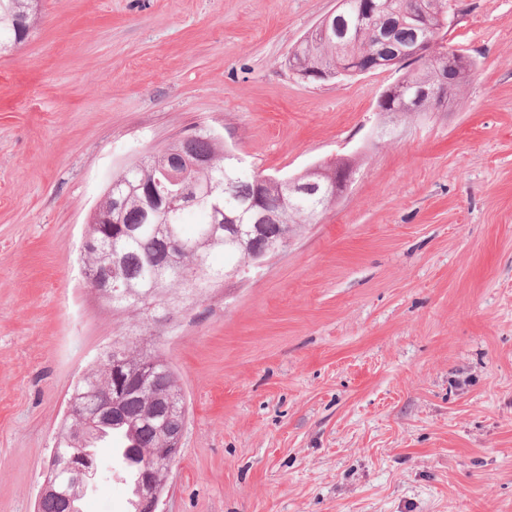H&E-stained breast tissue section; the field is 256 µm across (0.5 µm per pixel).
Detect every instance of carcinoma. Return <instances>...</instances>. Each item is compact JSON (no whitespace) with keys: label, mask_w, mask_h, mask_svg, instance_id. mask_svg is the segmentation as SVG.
Masks as SVG:
<instances>
[{"label":"carcinoma","mask_w":512,"mask_h":512,"mask_svg":"<svg viewBox=\"0 0 512 512\" xmlns=\"http://www.w3.org/2000/svg\"><path fill=\"white\" fill-rule=\"evenodd\" d=\"M41 0H0V53L24 42L38 15ZM376 7L368 10L364 0H347L346 5L333 13L328 24V36L320 27L302 41V67L306 71L321 69L336 75L343 74L355 65H373L394 57L417 40L429 38L444 41L446 30L439 22V12L448 6V0H375ZM386 30L380 41H372L369 31ZM448 68L444 57L419 69H407L401 80L413 91L432 83L437 71ZM475 63L459 65L452 73L448 93L436 103L426 101L422 111L439 110L453 101L470 79ZM179 165L187 170L181 184L169 182L163 169ZM216 187L214 198L223 204V211L230 215L245 214L242 224H227L224 216L213 209V198L186 203L174 210L165 211L149 206L142 187L152 185L162 196L175 194L188 186L197 191L207 185ZM266 201L265 216L256 222L251 219L256 198ZM333 202H320L315 196L299 195L289 201L287 188L265 179L262 173L247 171L241 162L228 156L219 137L205 130H198L170 144L165 149L148 154L112 176V190L101 200V210L121 219L112 225V240L99 244L98 251L82 256L86 269L112 268V289L109 306L119 314L152 319L176 309L179 304L203 301L210 293L224 284V273L246 263L245 256L227 239L239 233L250 241L251 259L265 260L273 251L271 242L288 238V225L298 222L309 224L318 213ZM194 212L200 223L191 233L185 231L184 217ZM176 226L181 238L201 244L191 253L173 252L167 225ZM220 254L221 265L211 262ZM126 361L128 375L125 391L116 409L112 410V423L90 425L82 414L63 420L57 442L63 449L83 441L87 447L105 437L107 432L118 431L127 441L126 464L134 469V481L141 476L140 451L143 448H161L164 439L157 431L158 421L148 418L151 409L167 418L163 405L150 404L154 394L180 389L175 368H167L169 361L159 354L139 348L126 341L112 342ZM156 360L153 382L135 386L134 372L149 360ZM116 386L111 364L106 358L97 359L73 389L79 401L97 390Z\"/></svg>","instance_id":"cac0c4a2"}]
</instances>
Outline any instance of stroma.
Returning a JSON list of instances; mask_svg holds the SVG:
<instances>
[{
	"label": "stroma",
	"mask_w": 512,
	"mask_h": 512,
	"mask_svg": "<svg viewBox=\"0 0 512 512\" xmlns=\"http://www.w3.org/2000/svg\"><path fill=\"white\" fill-rule=\"evenodd\" d=\"M337 0H42L0 56V512H35L70 391L128 334L79 247L114 173L199 128L245 168H354L335 204L151 347L189 415L163 512H512V0H450L444 112L321 83ZM82 512H129L98 444Z\"/></svg>",
	"instance_id": "35a3bbf8"
}]
</instances>
